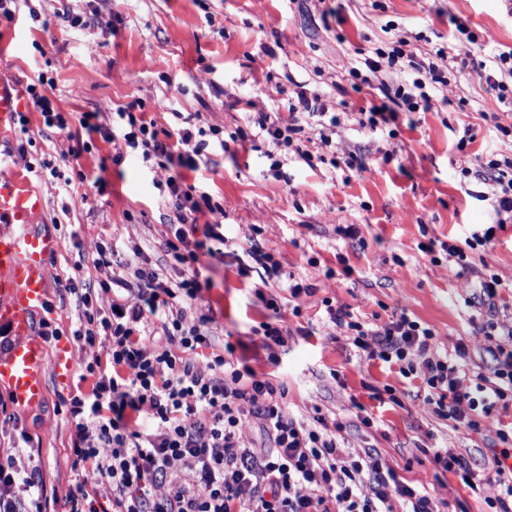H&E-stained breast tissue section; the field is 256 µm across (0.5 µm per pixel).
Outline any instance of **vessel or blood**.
Returning a JSON list of instances; mask_svg holds the SVG:
<instances>
[{
	"label": "vessel or blood",
	"instance_id": "b4317fda",
	"mask_svg": "<svg viewBox=\"0 0 512 512\" xmlns=\"http://www.w3.org/2000/svg\"><path fill=\"white\" fill-rule=\"evenodd\" d=\"M23 109L20 90L0 80V131ZM44 207L26 179L0 177V327L10 338L0 344V394L21 412L44 404L47 376L66 383L74 372L71 338L48 344L34 323L50 299L49 262L58 250L54 233L37 227Z\"/></svg>",
	"mask_w": 512,
	"mask_h": 512
}]
</instances>
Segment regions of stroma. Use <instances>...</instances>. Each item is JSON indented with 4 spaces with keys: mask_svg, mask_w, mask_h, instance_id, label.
I'll return each mask as SVG.
<instances>
[{
    "mask_svg": "<svg viewBox=\"0 0 512 512\" xmlns=\"http://www.w3.org/2000/svg\"><path fill=\"white\" fill-rule=\"evenodd\" d=\"M75 14L83 26L71 27ZM458 24L488 51L512 50V0H18L14 20L0 18V79L23 88L45 72L54 80L50 97L75 122L91 112L110 125L113 113L136 101L166 128L173 118L161 104L172 96L178 111L199 113L200 126L223 128L228 150L187 175L218 207L201 215L200 224L224 225V257L205 259L211 286L199 302L212 312L215 345L233 343L257 372L271 370L258 336L271 313L237 274L239 264L250 263V249L262 248L280 262L267 291L282 300V324L290 332L277 350L290 411L344 422L346 447L376 450L407 480L447 500L448 512H483L485 499L500 491L486 479L492 468L487 430L512 421V408L497 412L482 431L454 427L426 405L421 381L369 359L327 313L328 306L344 305L377 328L392 311L405 310L435 329L439 353L465 343L472 366L486 369L487 318L465 301L488 271L503 285L494 320L512 327V222L495 245L469 251L466 270L439 248L423 250L433 242H464L496 223L493 183L462 177L459 164L466 153L512 157V139L497 130L512 125V95L500 97L467 70L450 81V107L416 113L414 124L399 121L394 133H372L356 118L359 106L378 94L343 70L358 53L400 39L431 56ZM204 70L208 82H197ZM300 82L339 113L341 124L328 146L317 123L307 124L299 145L311 162L281 153L275 176L267 158L272 146L257 121L266 112L288 118ZM24 113L27 128L0 132V175L23 174L44 198L39 225L53 229L59 247L49 266L52 306L43 318L67 335L77 311L60 284L74 275L75 261L93 279L98 245L111 244L118 256L135 244L160 255L173 217L165 203L169 173L138 156L113 163L111 146L84 132L79 139L89 149L70 150L65 138L43 128L33 107ZM344 152L364 156L367 170L338 164ZM44 158L66 176L83 173L81 194L66 195L58 179L39 171ZM348 224L355 236L338 233ZM291 282L313 289L299 298L297 316L287 304ZM369 384L394 388L397 403L369 399ZM47 387L46 403L19 416L29 446L14 447L12 424L0 412V450L37 454L47 490L62 496L75 474L61 400L74 386L52 379ZM357 400L367 404L372 426L363 425ZM429 448L452 449L484 475L480 496L453 474L436 472Z\"/></svg>",
    "mask_w": 512,
    "mask_h": 512,
    "instance_id": "obj_1",
    "label": "stroma"
}]
</instances>
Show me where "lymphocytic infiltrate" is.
I'll use <instances>...</instances> for the list:
<instances>
[{
  "mask_svg": "<svg viewBox=\"0 0 512 512\" xmlns=\"http://www.w3.org/2000/svg\"><path fill=\"white\" fill-rule=\"evenodd\" d=\"M472 68L498 90L512 85V51L476 56L471 39L454 37L449 49L422 60L404 42L348 60L350 75L376 85L381 104L361 110V126L377 129L402 112H426L456 68ZM288 120L264 114L260 130L274 147H288L305 120L321 118L320 140L330 144L338 116L327 115L318 95L298 90ZM176 123L158 129L154 119L117 112L111 127L84 114L80 125L111 145L116 158L140 152L143 161L168 170L167 203L175 221L164 243V259L153 264L139 246L124 262L127 276L111 274V245L99 246L95 282L67 278L64 290L79 311L72 335L92 356L64 404L71 422V468L77 478L63 500L49 501L34 455H0V512H447L446 501L400 477L379 453L342 446V422L325 416L300 420L288 410L287 391L272 379L239 364L232 344L211 349V316L198 301L209 278L202 257L224 255V227L207 225L195 237L202 210L185 173L209 153L225 148L218 127L198 126L195 115L176 113ZM462 177L489 174L497 189L495 210L512 221V158L464 157ZM333 323L370 359L397 366L406 378L421 379L426 402L455 426L482 430L493 411L512 406V349L485 335L493 359L490 371H469V351L458 344L454 356L435 350L428 324L395 312L380 329L367 327L345 307L330 309ZM164 345H156L155 333ZM104 354H95L96 344ZM255 418L271 442L243 448L240 429ZM494 477L500 487L486 499L488 512H512V425L498 424L491 439Z\"/></svg>",
  "mask_w": 512,
  "mask_h": 512,
  "instance_id": "obj_1",
  "label": "lymphocytic infiltrate"
}]
</instances>
